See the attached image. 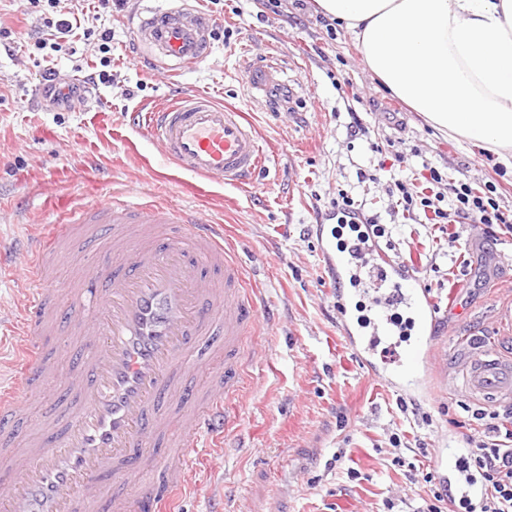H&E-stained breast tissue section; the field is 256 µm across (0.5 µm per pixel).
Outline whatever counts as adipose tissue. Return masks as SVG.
Segmentation results:
<instances>
[{
  "label": "adipose tissue",
  "mask_w": 512,
  "mask_h": 512,
  "mask_svg": "<svg viewBox=\"0 0 512 512\" xmlns=\"http://www.w3.org/2000/svg\"><path fill=\"white\" fill-rule=\"evenodd\" d=\"M438 130L512 169V0H316Z\"/></svg>",
  "instance_id": "ef3b65f1"
}]
</instances>
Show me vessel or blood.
<instances>
[{"label": "vessel or blood", "mask_w": 512, "mask_h": 512, "mask_svg": "<svg viewBox=\"0 0 512 512\" xmlns=\"http://www.w3.org/2000/svg\"><path fill=\"white\" fill-rule=\"evenodd\" d=\"M153 63L195 66L209 56L215 18L186 0L146 10L132 22ZM144 134L183 173L215 185L248 183L265 163L263 147L244 113L201 92H185L138 120ZM112 238L111 259L84 273L71 301L59 305L48 261L56 244L79 229ZM338 288L364 286L380 312L370 322L345 311L341 333L358 360L383 386L406 398L426 390L436 372L435 302L416 272L393 262L376 239L361 249L320 241ZM28 302L13 325L29 336L10 383L0 385V423L15 420L50 373L41 340L69 316L82 338L79 372L62 382L74 402L45 434L16 449L0 466V512H164L189 474L188 453L203 438L223 435L228 410L244 388L241 346L259 326L258 302L244 288L243 269L225 246L224 227L191 210L110 197L68 213L29 246ZM224 362L215 389L181 401L171 426L163 412L209 359ZM465 391L484 400L512 399V358L493 346L461 358ZM165 456H158V448ZM462 441L433 457L462 496L479 491L459 466Z\"/></svg>", "instance_id": "1"}]
</instances>
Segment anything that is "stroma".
<instances>
[{
	"mask_svg": "<svg viewBox=\"0 0 512 512\" xmlns=\"http://www.w3.org/2000/svg\"><path fill=\"white\" fill-rule=\"evenodd\" d=\"M218 22L207 61L171 74L140 62L128 23L138 0L123 9L84 11L81 0H61L82 27L112 31V81L90 86L81 104L56 108L34 99L46 67L60 79L99 71L93 40H78L52 53L50 64L27 48L0 45V248L34 237L53 223L62 205H89L133 193L145 203L200 207L224 225L248 287L264 300L261 330L249 345L251 361L237 404L234 431L223 447L193 450L195 485L176 493L173 512H208L229 499L231 512H414L429 486L410 483L392 463L389 443L399 434L414 461L416 442L435 445L446 436L471 434L479 403L462 388L458 359L473 338L491 340L512 357V233L448 227L424 216L403 219L395 180L418 178L423 165L446 176L439 192L459 179L495 183L503 211L512 212V171L484 150L460 143L427 123L394 96L368 68L358 42L340 21H327L315 0H188ZM0 26L48 37L28 0H0ZM280 89L292 99L276 108L270 92H257L247 77L265 59L268 44ZM198 90L245 112L267 156L265 169L243 188L208 187L187 192L191 178L130 124L143 104ZM361 123L363 134L352 126ZM379 152H372L371 144ZM376 181L359 182V173ZM362 204L365 216L392 225L381 247L393 261L413 258L440 310L435 333L440 353L437 382L409 410L355 358L340 331L336 284L324 267L318 225L338 193ZM107 242L61 244L54 256V284L74 276L77 253L94 261ZM29 259L14 254L0 264V318L12 319L30 286ZM57 384L31 397L25 420L6 426L22 447L44 420ZM344 458H337V451Z\"/></svg>",
	"mask_w": 512,
	"mask_h": 512,
	"instance_id": "35a3bbf8",
	"label": "stroma"
}]
</instances>
